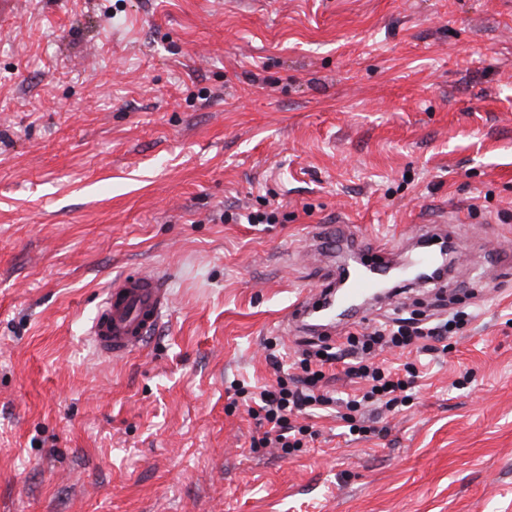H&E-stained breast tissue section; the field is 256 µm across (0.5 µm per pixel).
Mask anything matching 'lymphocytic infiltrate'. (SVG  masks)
Wrapping results in <instances>:
<instances>
[{
	"instance_id": "f902f5d3",
	"label": "lymphocytic infiltrate",
	"mask_w": 512,
	"mask_h": 512,
	"mask_svg": "<svg viewBox=\"0 0 512 512\" xmlns=\"http://www.w3.org/2000/svg\"><path fill=\"white\" fill-rule=\"evenodd\" d=\"M465 321L461 312L450 313L448 318L434 323H420L413 318L395 315L390 322L364 332L351 335L340 349L328 346L305 352L300 361L301 374L294 382L278 381L277 385L251 396L248 412L263 429L257 446L277 445L284 453L303 447L311 431L309 426L294 425L293 417L326 408L334 399L324 390V366L343 364L348 376L360 379L365 388L362 393L347 397L345 419L353 434L370 433L363 417V408L370 403H381L392 408L404 405L413 388L416 371L406 372L386 367L376 360L384 348L405 349L426 339L445 343L452 338Z\"/></svg>"
}]
</instances>
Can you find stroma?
Listing matches in <instances>:
<instances>
[{
  "label": "stroma",
  "mask_w": 512,
  "mask_h": 512,
  "mask_svg": "<svg viewBox=\"0 0 512 512\" xmlns=\"http://www.w3.org/2000/svg\"><path fill=\"white\" fill-rule=\"evenodd\" d=\"M275 212L270 224L240 216ZM470 320L381 435L285 455L239 381L295 374L338 233ZM171 307L123 359L112 279ZM0 512H512V0H17L0 25ZM170 306L165 279L152 271L113 280L104 309L91 330L102 356L122 358L145 344Z\"/></svg>",
  "instance_id": "35a3bbf8"
}]
</instances>
